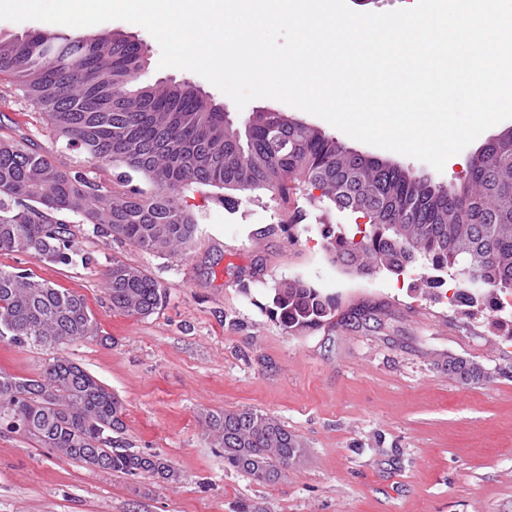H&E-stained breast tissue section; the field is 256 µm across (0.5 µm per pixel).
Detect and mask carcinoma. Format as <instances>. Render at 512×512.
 I'll list each match as a JSON object with an SVG mask.
<instances>
[{"mask_svg": "<svg viewBox=\"0 0 512 512\" xmlns=\"http://www.w3.org/2000/svg\"><path fill=\"white\" fill-rule=\"evenodd\" d=\"M140 46L112 37L87 44L82 34L37 31L0 36V76L44 116L54 136L97 165L122 169L116 186L57 165L31 139L0 136V250L37 261H85L70 224L94 229L147 252L172 254L194 241L195 218L176 202L182 189L224 191L234 208L257 192L283 202L299 177L315 202L367 219L357 241L334 224L321 225L324 248L358 274L425 259L429 268L459 276L453 302L498 309L512 294V129L487 143L468 163L463 181L434 183L407 168L353 155L319 127L292 126L273 116L226 125L206 95L178 83L143 84ZM112 310L148 317L163 303L159 283L116 258L106 272ZM282 326L295 332L331 320L336 299L302 281L270 296ZM85 298L37 279L25 269L0 268V340L69 344L97 337ZM125 406L78 364L56 357L37 377L0 370V429L102 470L179 480L171 462L112 446L124 429ZM224 450V465L253 480L277 481L301 444L273 416L257 409L205 414Z\"/></svg>", "mask_w": 512, "mask_h": 512, "instance_id": "cac0c4a2", "label": "carcinoma"}]
</instances>
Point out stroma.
<instances>
[{
    "label": "stroma",
    "mask_w": 512,
    "mask_h": 512,
    "mask_svg": "<svg viewBox=\"0 0 512 512\" xmlns=\"http://www.w3.org/2000/svg\"><path fill=\"white\" fill-rule=\"evenodd\" d=\"M141 43L146 82L183 81L223 105L229 121L247 110L189 71L159 68L161 49L140 25L108 21ZM27 134L68 170L110 182L113 168L53 139L41 114L0 78V130ZM436 171L415 158L339 134L349 148L400 163L448 185L463 180L475 147ZM198 224L189 251L158 255L73 225L87 264L53 265L0 252V267L83 295L96 339L59 347L0 341V369L39 375L66 355L125 404L119 442L158 453L178 468L171 482L106 472L0 431V512H235L247 502L267 512H512V314H465L422 273L350 271L325 252L321 221L348 235L363 218L311 204L304 190L289 201L260 193L236 208L214 189L177 197ZM294 220L297 238L283 223ZM146 270L166 291L152 315L113 312L105 272L113 259ZM301 279L335 297L332 323L289 334L267 309L284 281ZM484 365L487 378L464 385L448 360ZM250 407L276 416L303 444L301 459L273 483L225 470L204 423L208 411Z\"/></svg>",
    "instance_id": "1"
}]
</instances>
